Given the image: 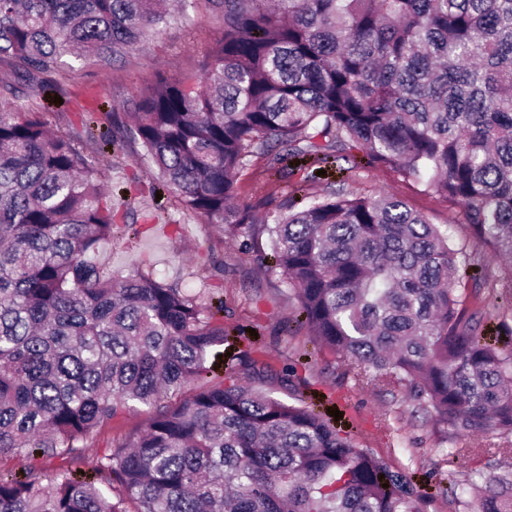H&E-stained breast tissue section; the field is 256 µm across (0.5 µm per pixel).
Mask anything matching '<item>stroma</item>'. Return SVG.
<instances>
[{
    "mask_svg": "<svg viewBox=\"0 0 512 512\" xmlns=\"http://www.w3.org/2000/svg\"><path fill=\"white\" fill-rule=\"evenodd\" d=\"M221 36L219 14L202 4L189 16L169 20L158 34L111 68L103 70L86 61L74 62L71 81L79 88H105L118 112L123 113L132 98L158 74L178 76L196 71L203 54ZM134 155V148L117 146L101 156L98 165L112 185L115 206L137 215L150 205L151 199L146 194L130 196L125 190L128 178L147 173L146 164L135 162ZM302 177L299 171L281 179L271 176L265 159L253 158L238 180L236 201L256 205L287 198ZM312 189L320 194L343 191L357 195L390 191L433 223L446 225L453 239L462 240L469 235L466 225L451 222L453 208L444 198L418 183L402 180L383 166L332 170L321 175ZM179 221L176 228L152 224L140 235L114 238L95 259L122 273L132 270L139 261L148 260L154 263L158 275L178 280L185 288L223 284L225 327L248 331L247 336L237 340L236 349L263 353L265 361L277 371L296 360L306 336L298 329L289 335L283 331L297 303L281 280L255 272L239 243L223 236L215 225L200 223L184 214ZM301 376L299 393L306 402L324 411L339 410L341 426L354 434L361 447L370 449L392 469L413 473L428 500L427 512H453L451 486L466 485L472 468L491 463L485 450L500 442L494 433L473 438L469 442L470 453L452 464L448 461L450 438L403 390L391 386L371 388L321 351Z\"/></svg>",
    "mask_w": 512,
    "mask_h": 512,
    "instance_id": "1",
    "label": "stroma"
}]
</instances>
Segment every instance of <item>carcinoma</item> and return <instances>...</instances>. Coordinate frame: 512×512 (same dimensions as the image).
Here are the masks:
<instances>
[{
  "instance_id": "obj_1",
  "label": "carcinoma",
  "mask_w": 512,
  "mask_h": 512,
  "mask_svg": "<svg viewBox=\"0 0 512 512\" xmlns=\"http://www.w3.org/2000/svg\"><path fill=\"white\" fill-rule=\"evenodd\" d=\"M223 36L196 73L161 78L118 123L86 93L65 132L49 92L72 94L63 58L110 67L167 22L163 0H0V512H423L391 469L296 394L255 387L250 351L215 380L235 337L224 289L188 292L91 260L121 224L98 157L137 146L152 191L253 253L298 305L318 349L374 386H398L454 438L512 442V0H206ZM351 156L459 206L470 236L393 194L308 186L261 213L235 203L254 157L324 170ZM487 289L498 303L489 330ZM145 426L90 459L100 430L137 406ZM68 465L52 471L47 460ZM76 463L88 464L90 474ZM458 512H512V470L476 469Z\"/></svg>"
}]
</instances>
